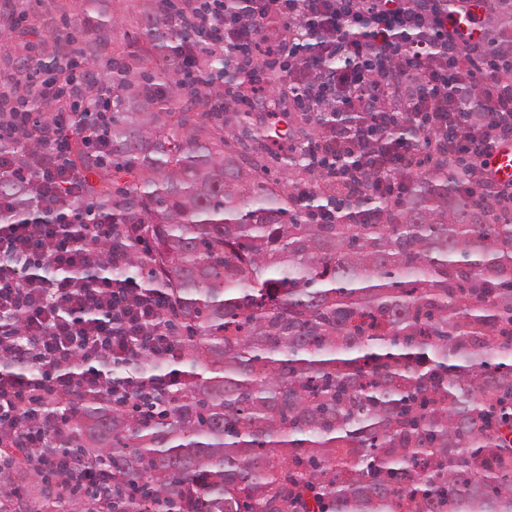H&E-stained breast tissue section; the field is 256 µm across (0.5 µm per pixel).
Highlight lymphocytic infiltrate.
<instances>
[{"label":"lymphocytic infiltrate","mask_w":512,"mask_h":512,"mask_svg":"<svg viewBox=\"0 0 512 512\" xmlns=\"http://www.w3.org/2000/svg\"><path fill=\"white\" fill-rule=\"evenodd\" d=\"M443 10L441 0H244L230 17L224 0H193L179 18L186 35L185 74L197 73L203 52L221 50L237 61L259 51L287 55L285 73L297 94L315 106L347 105L357 126L319 123L304 145L310 163L330 179L351 172L364 194L395 199L411 176L434 168L438 157L424 136L447 142L475 169L474 189L487 203L512 200V183L488 172L493 148L512 146V74L474 64L491 51L512 54V35L492 33L485 19L493 0H463ZM284 20L288 42L264 45L270 17ZM340 56L346 66L325 69ZM73 79L64 84L36 64L10 76L42 103L84 109L90 96L82 75L88 64L72 55ZM476 95L483 114L473 122L459 88ZM96 98L112 110V92ZM399 99L400 111L387 107ZM44 130L26 141L32 127ZM82 141L101 166L112 163L107 123L76 127L65 113L50 117L19 105L0 123V176L21 189L0 195V447L45 448L54 420L43 398L76 389L107 392L122 405L175 385L174 374L140 379L134 369L166 363L177 352L165 320L167 301L128 276L129 246L140 224H116L100 210L68 162Z\"/></svg>","instance_id":"f902f5d3"}]
</instances>
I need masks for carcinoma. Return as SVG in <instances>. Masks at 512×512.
<instances>
[{"label":"carcinoma","instance_id":"1","mask_svg":"<svg viewBox=\"0 0 512 512\" xmlns=\"http://www.w3.org/2000/svg\"><path fill=\"white\" fill-rule=\"evenodd\" d=\"M104 2L80 0L78 33L89 86L112 83V167L77 141L69 157L112 223L147 226L131 265L166 289L181 384L122 409L50 399V446L0 482L73 512L46 460L69 448L108 464L120 512H512V208L456 157L372 224L315 223L318 191L278 190L264 150L229 146L243 110L180 81L176 5L143 14L146 69L109 49ZM51 69L69 80L58 47ZM200 70L240 75L222 52Z\"/></svg>","mask_w":512,"mask_h":512}]
</instances>
